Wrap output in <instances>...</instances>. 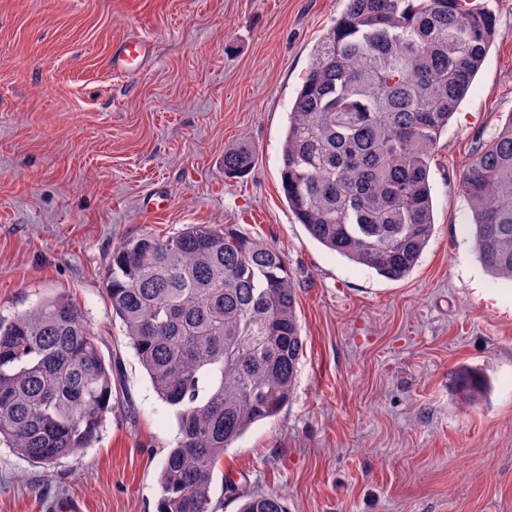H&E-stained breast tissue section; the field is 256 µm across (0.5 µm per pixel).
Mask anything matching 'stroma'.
Segmentation results:
<instances>
[{"label": "stroma", "instance_id": "obj_1", "mask_svg": "<svg viewBox=\"0 0 512 512\" xmlns=\"http://www.w3.org/2000/svg\"><path fill=\"white\" fill-rule=\"evenodd\" d=\"M430 166L434 234L399 280L310 238L280 186L282 139L314 45L345 0H0V316L71 299L117 363L92 447L46 470L0 444V512H157L177 434L119 320L104 274L142 231L234 225L281 251L304 338L291 402L225 454L216 512L278 493L289 512H512V286L473 247L455 184L512 115V0ZM131 35L155 54L114 73ZM248 141L238 178L224 152ZM491 383L465 402L454 378ZM232 482L234 492L223 489Z\"/></svg>", "mask_w": 512, "mask_h": 512}]
</instances>
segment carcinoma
I'll use <instances>...</instances> for the list:
<instances>
[{
	"label": "carcinoma",
	"mask_w": 512,
	"mask_h": 512,
	"mask_svg": "<svg viewBox=\"0 0 512 512\" xmlns=\"http://www.w3.org/2000/svg\"><path fill=\"white\" fill-rule=\"evenodd\" d=\"M496 18L478 0H345L315 45L281 148V189L311 238L387 279L408 275L434 233L429 172L483 66ZM254 150L224 152L241 176ZM479 261L512 283V117L458 183ZM112 315L178 433L162 460L159 512H214L224 452L293 395L304 340L282 254L235 228L190 224L112 250ZM82 310L64 296L0 317V442L51 467L98 438L112 374ZM462 391L486 390L461 370ZM242 512H288L278 494Z\"/></svg>",
	"instance_id": "cac0c4a2"
}]
</instances>
